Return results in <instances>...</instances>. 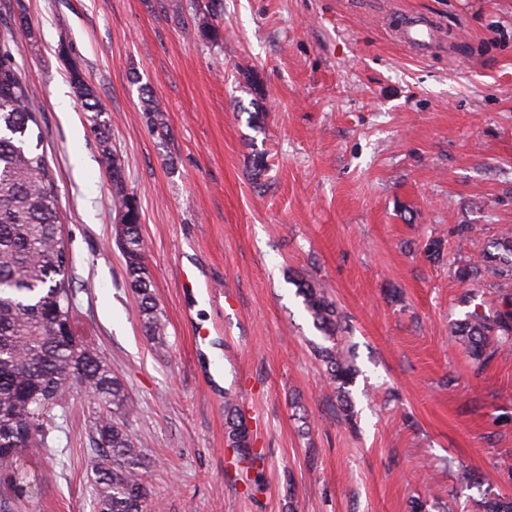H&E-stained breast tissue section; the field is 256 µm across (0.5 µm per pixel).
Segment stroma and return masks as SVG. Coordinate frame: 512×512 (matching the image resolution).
Wrapping results in <instances>:
<instances>
[{"mask_svg":"<svg viewBox=\"0 0 512 512\" xmlns=\"http://www.w3.org/2000/svg\"><path fill=\"white\" fill-rule=\"evenodd\" d=\"M21 13L16 61L57 184L76 326L138 409L152 512H409L415 498L478 512L512 496V351L479 366L452 333L501 303L492 275L471 287L455 270L512 235V0H0L1 23ZM406 14L431 18L444 46L398 41ZM71 64L97 89L140 204L157 342ZM146 88L166 134L142 110ZM193 267L223 298L185 292ZM295 275L344 315L354 421L314 355L323 337ZM66 399L22 512H95L93 431L109 410L74 383ZM229 400L250 470L225 444ZM461 468L477 483H459Z\"/></svg>","mask_w":512,"mask_h":512,"instance_id":"1","label":"stroma"}]
</instances>
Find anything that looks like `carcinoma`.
<instances>
[{
	"instance_id": "obj_1",
	"label": "carcinoma",
	"mask_w": 512,
	"mask_h": 512,
	"mask_svg": "<svg viewBox=\"0 0 512 512\" xmlns=\"http://www.w3.org/2000/svg\"><path fill=\"white\" fill-rule=\"evenodd\" d=\"M12 27L0 31V485L14 500L38 487L36 476L22 463L34 452L25 447L41 428L29 424L60 382L73 379L112 408V417L94 429V501L96 512H145L149 497L142 472L148 460L124 418L134 413L123 382L74 330V288L70 256L61 233L57 187L46 153L41 151L39 108L16 62ZM70 84L84 111L91 113V131L102 147L101 157L112 169V201L126 227L119 245L128 285L137 294L139 321L146 335L161 336L164 324L151 290L140 232L138 200L127 188L121 164L108 145L109 125L93 86L73 67ZM498 277L504 304L488 313L474 310L454 323L455 336L472 358L482 363L488 350L512 340V237L492 243L478 260L456 269L457 280L474 284L483 273ZM297 295L328 346L318 347L325 375L340 394L353 383L357 368L344 344L342 315L325 288L303 278L293 279ZM227 446L238 460L254 462L250 438L241 417L225 404ZM483 512H512V498L481 503Z\"/></svg>"
}]
</instances>
